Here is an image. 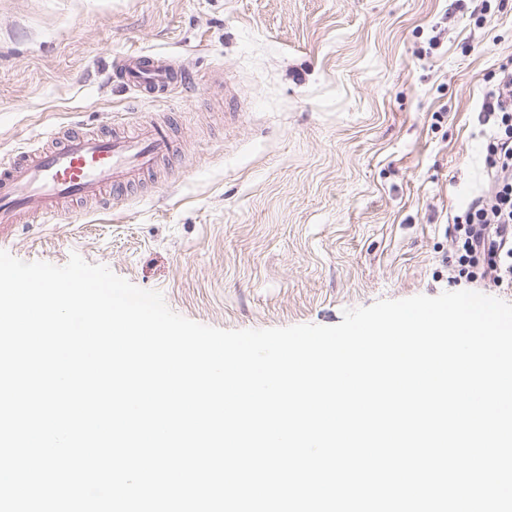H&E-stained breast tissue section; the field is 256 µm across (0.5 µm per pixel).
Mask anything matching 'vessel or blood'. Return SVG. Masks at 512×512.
I'll return each instance as SVG.
<instances>
[{
  "label": "vessel or blood",
  "mask_w": 512,
  "mask_h": 512,
  "mask_svg": "<svg viewBox=\"0 0 512 512\" xmlns=\"http://www.w3.org/2000/svg\"><path fill=\"white\" fill-rule=\"evenodd\" d=\"M109 67L120 86L142 100L166 99L192 80L172 57L148 51L122 54ZM45 138V146L0 158V234L74 206L109 208L179 158L172 126L164 121L129 135L67 125L47 130Z\"/></svg>",
  "instance_id": "b4317fda"
}]
</instances>
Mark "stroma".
<instances>
[{"instance_id": "1", "label": "stroma", "mask_w": 512, "mask_h": 512, "mask_svg": "<svg viewBox=\"0 0 512 512\" xmlns=\"http://www.w3.org/2000/svg\"><path fill=\"white\" fill-rule=\"evenodd\" d=\"M135 49L196 84L131 101ZM512 66V0H0V154L43 132L174 120L181 166L112 209L19 225L226 329L333 326L451 290L448 226L487 181L481 97Z\"/></svg>"}]
</instances>
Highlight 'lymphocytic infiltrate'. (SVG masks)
Masks as SVG:
<instances>
[{
    "mask_svg": "<svg viewBox=\"0 0 512 512\" xmlns=\"http://www.w3.org/2000/svg\"><path fill=\"white\" fill-rule=\"evenodd\" d=\"M488 185L448 227L456 278L512 288V69L481 100Z\"/></svg>",
    "mask_w": 512,
    "mask_h": 512,
    "instance_id": "1",
    "label": "lymphocytic infiltrate"
}]
</instances>
